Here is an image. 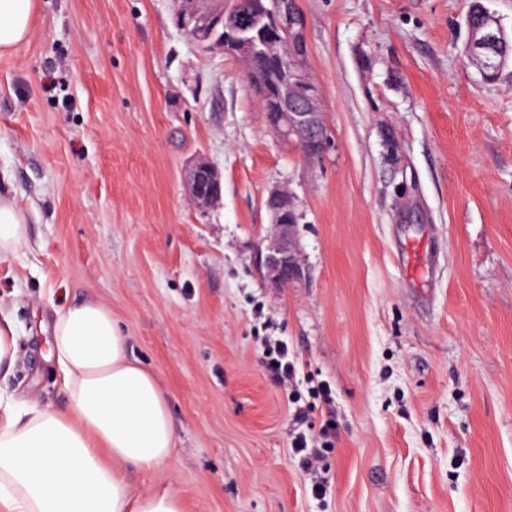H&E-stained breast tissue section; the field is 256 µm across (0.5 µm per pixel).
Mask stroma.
Masks as SVG:
<instances>
[{
    "instance_id": "obj_1",
    "label": "stroma",
    "mask_w": 512,
    "mask_h": 512,
    "mask_svg": "<svg viewBox=\"0 0 512 512\" xmlns=\"http://www.w3.org/2000/svg\"><path fill=\"white\" fill-rule=\"evenodd\" d=\"M294 4L319 159L267 132L175 0H37L0 56V193L28 221L0 264V386L64 410L54 310L92 297L170 404L176 448L134 481L173 482L187 512H512V62L493 81L467 62L470 0ZM199 156L223 181L205 212L184 187ZM277 185L308 270L283 288L254 264ZM271 336L292 382L266 370ZM299 406L312 434L336 424L315 473L290 448ZM16 332L13 325L6 321L0 323V372L7 373L16 360Z\"/></svg>"
}]
</instances>
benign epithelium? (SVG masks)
<instances>
[{
	"label": "benign epithelium",
	"mask_w": 512,
	"mask_h": 512,
	"mask_svg": "<svg viewBox=\"0 0 512 512\" xmlns=\"http://www.w3.org/2000/svg\"><path fill=\"white\" fill-rule=\"evenodd\" d=\"M235 0L232 10L224 12L220 0H176L180 28L196 43L218 49L238 64L251 80L261 60L274 63L279 78L259 98L268 131L284 142L297 143L306 157H322L329 147L324 121L323 98L319 84L295 60L294 47L305 43H284L269 33L264 20L284 15L303 38V19L295 11L293 0ZM480 24L467 23L468 40L465 57L480 64L482 73L501 70L503 60L497 57L498 45L505 41L506 31L483 7ZM186 189L190 204L206 211L222 198V176L206 160H195L188 169ZM271 219L270 234L255 253V261L264 278L282 288L305 279L308 271L301 258L296 229L301 212L295 196L285 187L271 188L265 199Z\"/></svg>",
	"instance_id": "benign-epithelium-1"
}]
</instances>
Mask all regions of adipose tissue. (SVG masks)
<instances>
[{
    "mask_svg": "<svg viewBox=\"0 0 512 512\" xmlns=\"http://www.w3.org/2000/svg\"><path fill=\"white\" fill-rule=\"evenodd\" d=\"M35 0H0V56L27 42ZM28 241L25 212L0 194V263ZM49 355L68 398L58 412L0 389V512H185L172 483L136 489L175 445L167 395L128 356L112 311L88 298L56 310Z\"/></svg>",
    "mask_w": 512,
    "mask_h": 512,
    "instance_id": "1",
    "label": "adipose tissue"
}]
</instances>
